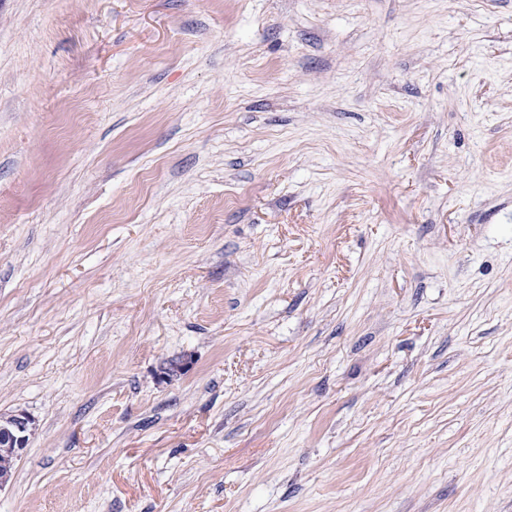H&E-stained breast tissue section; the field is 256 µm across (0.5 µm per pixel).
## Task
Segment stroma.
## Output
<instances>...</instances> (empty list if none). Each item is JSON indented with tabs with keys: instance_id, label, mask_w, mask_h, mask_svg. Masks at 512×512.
<instances>
[{
	"instance_id": "stroma-1",
	"label": "stroma",
	"mask_w": 512,
	"mask_h": 512,
	"mask_svg": "<svg viewBox=\"0 0 512 512\" xmlns=\"http://www.w3.org/2000/svg\"><path fill=\"white\" fill-rule=\"evenodd\" d=\"M19 411L0 512H512V0H0ZM0 421V435H5L13 448L18 451L19 458L27 447L29 437L34 429V419L25 412L13 414Z\"/></svg>"
}]
</instances>
